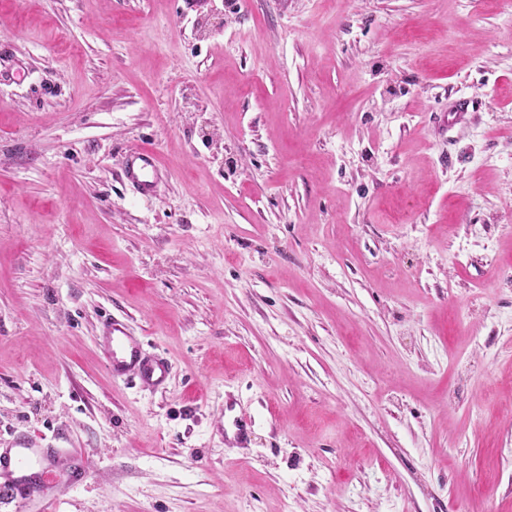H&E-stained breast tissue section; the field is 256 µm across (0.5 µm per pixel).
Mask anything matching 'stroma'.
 Listing matches in <instances>:
<instances>
[{
  "mask_svg": "<svg viewBox=\"0 0 512 512\" xmlns=\"http://www.w3.org/2000/svg\"><path fill=\"white\" fill-rule=\"evenodd\" d=\"M0 49V448L77 450L56 512H512V0H0ZM124 177L142 197H152L159 180L156 154L145 149L131 151L124 168ZM99 346L113 380L132 379L141 388L151 391L165 388L170 375L168 360L148 353L123 321L113 317L102 320ZM232 406L226 405L224 407V418H222V427L224 428V437H232L236 443L243 444L245 443L249 424L248 421L242 416H233L226 419V412H232Z\"/></svg>",
  "mask_w": 512,
  "mask_h": 512,
  "instance_id": "35a3bbf8",
  "label": "stroma"
}]
</instances>
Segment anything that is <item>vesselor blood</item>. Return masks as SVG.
Listing matches in <instances>:
<instances>
[{"mask_svg":"<svg viewBox=\"0 0 512 512\" xmlns=\"http://www.w3.org/2000/svg\"><path fill=\"white\" fill-rule=\"evenodd\" d=\"M125 179L142 197H152L159 180V165L154 152L136 149L129 153ZM99 346L107 370L116 380H135L146 390L164 389L170 375L168 360L148 353L141 340L116 318L102 320ZM58 448H37L26 441L14 448H0V494L16 498L17 512H53L56 501L68 485L88 479L85 469L66 477L58 465Z\"/></svg>","mask_w":512,"mask_h":512,"instance_id":"b4317fda","label":"vessel or blood"}]
</instances>
